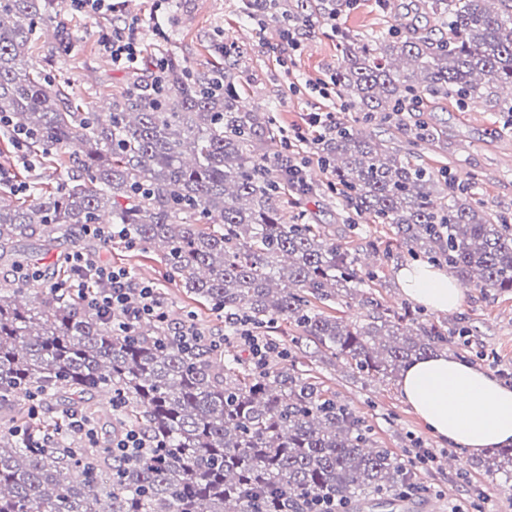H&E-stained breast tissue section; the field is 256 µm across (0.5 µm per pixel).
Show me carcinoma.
I'll return each mask as SVG.
<instances>
[{"mask_svg":"<svg viewBox=\"0 0 512 512\" xmlns=\"http://www.w3.org/2000/svg\"><path fill=\"white\" fill-rule=\"evenodd\" d=\"M52 2L0 0V131L11 141L27 132L40 163L70 151L85 177L35 186L29 204L0 198V257L18 238L52 247L110 213L129 231L113 241L161 246L188 293L242 315L271 348L259 374L222 345L184 351L165 323L120 336L73 295L0 287V411L17 414L0 424V512H309L316 496L357 507L409 497L412 472L372 447L370 429L336 395L288 368V348L271 332L291 320L330 358L383 380L447 346L448 322L369 296L354 324L315 305L355 298L376 274L320 227L282 219L295 193L288 151L271 158L264 145L284 136L274 112L241 104L232 50L222 89L167 55L112 98L111 111L82 112L24 56L38 29L62 26ZM355 4L243 0V12L298 44ZM423 9L422 25L399 15L388 32L336 31L343 60L332 84L344 108L398 128L429 97L460 109L482 102L512 125V0H425ZM414 135L433 142L443 131L420 121ZM317 150L334 176L328 190L391 225L409 255L446 264L466 288L512 292V224L471 183L344 122L319 135ZM98 389L111 392L112 425L160 447L124 465L112 440L70 438L71 416L94 423L85 395ZM35 396L64 398L61 415L33 413ZM17 426L48 447H25Z\"/></svg>","mask_w":512,"mask_h":512,"instance_id":"carcinoma-1","label":"carcinoma"}]
</instances>
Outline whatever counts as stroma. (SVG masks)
I'll use <instances>...</instances> for the list:
<instances>
[{
	"label": "stroma",
	"instance_id": "stroma-1",
	"mask_svg": "<svg viewBox=\"0 0 512 512\" xmlns=\"http://www.w3.org/2000/svg\"><path fill=\"white\" fill-rule=\"evenodd\" d=\"M116 14L85 15L71 10L69 0H57L69 41L59 47L52 33L35 36L27 52L37 68L61 81L71 97L84 109L99 111L115 94L126 89L136 75L146 73L160 51L174 53L191 70L211 74L224 67V48L235 45L238 69L243 75V100L247 105L274 110L288 135L290 150L299 153L308 172L318 183L330 181L316 155L315 129L307 124L310 113L329 112L335 120L355 123L358 113L345 111L329 83L341 54L336 33L327 27L298 46L288 45L274 28L262 29L249 23L241 11L242 0H118ZM130 24L141 46L137 68L112 66L101 44L102 34L112 25ZM339 24L351 33L366 36L387 30L388 15L375 0H358L354 10L344 13ZM434 121L448 126V143L438 147L430 142L412 144L417 162L462 178H474L476 191L492 211L512 221V132L504 130L501 116L486 111L483 104L458 110L440 100L434 104ZM0 167L12 170L27 185L53 187L76 173L72 163L57 166L23 165L14 148L0 141ZM303 211L308 223L321 225L328 237L364 255L375 253L374 270L380 282L373 294L394 309L409 307L396 282L401 264L409 262L405 250L390 246L388 225L359 217V236L349 235L343 219L351 206L340 198L323 195L300 197L295 206L285 207V217ZM21 251L39 257L43 267L41 285L63 278L66 252L82 249L112 265L128 269L138 280L155 284L163 307L174 321L194 312L197 327L207 336L224 333V318L198 300L174 279L161 261L160 248H121L90 241L71 233L53 249L36 239L21 243ZM435 321L449 326L471 328V335L452 336L444 352L465 360L512 386V293L464 291L461 306L448 314H435ZM281 341L289 352L288 365L317 377L323 389L351 407L372 429L379 448H387L406 459L416 449L433 452V462L419 466V488L413 508L387 506L365 508L364 512H449L453 503L467 500L470 512H512V474L493 475L473 468L476 456L436 436L414 409L400 397L395 381H370L342 363L330 361L318 351L310 337L292 324H285Z\"/></svg>",
	"mask_w": 512,
	"mask_h": 512
}]
</instances>
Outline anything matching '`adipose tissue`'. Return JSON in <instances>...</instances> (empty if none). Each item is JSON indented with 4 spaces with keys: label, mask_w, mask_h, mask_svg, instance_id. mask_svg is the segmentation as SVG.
<instances>
[{
    "label": "adipose tissue",
    "mask_w": 512,
    "mask_h": 512,
    "mask_svg": "<svg viewBox=\"0 0 512 512\" xmlns=\"http://www.w3.org/2000/svg\"><path fill=\"white\" fill-rule=\"evenodd\" d=\"M403 293L439 312L457 310L463 290L448 271L413 263L397 271ZM402 399L439 437L479 452L512 445V387L445 356L413 361L398 383Z\"/></svg>",
    "instance_id": "ef3b65f1"
}]
</instances>
